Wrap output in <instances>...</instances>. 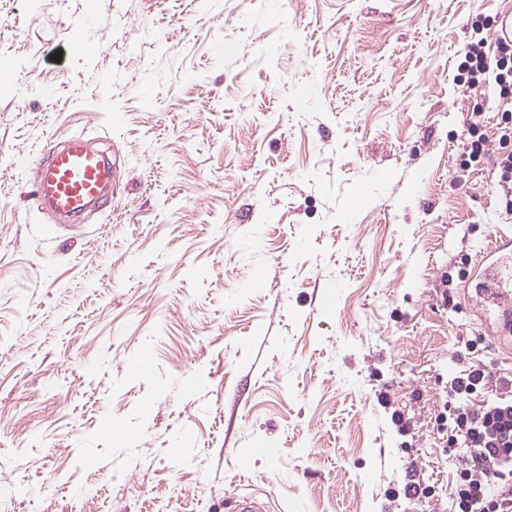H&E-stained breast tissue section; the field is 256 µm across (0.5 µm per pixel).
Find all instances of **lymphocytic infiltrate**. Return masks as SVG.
Wrapping results in <instances>:
<instances>
[{
	"mask_svg": "<svg viewBox=\"0 0 512 512\" xmlns=\"http://www.w3.org/2000/svg\"><path fill=\"white\" fill-rule=\"evenodd\" d=\"M460 68L468 86L491 81L512 97V43L479 38ZM444 409L448 452L461 461L451 512H512V369L470 365L452 379Z\"/></svg>",
	"mask_w": 512,
	"mask_h": 512,
	"instance_id": "obj_1",
	"label": "lymphocytic infiltrate"
}]
</instances>
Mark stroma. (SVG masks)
Instances as JSON below:
<instances>
[{"label":"stroma","mask_w":512,"mask_h":512,"mask_svg":"<svg viewBox=\"0 0 512 512\" xmlns=\"http://www.w3.org/2000/svg\"><path fill=\"white\" fill-rule=\"evenodd\" d=\"M508 11L0 0V512H450L448 383L512 365L499 304L457 278L512 236V103L457 79ZM72 136L115 158L112 205L59 224L33 171ZM497 166L501 170L500 206L506 220H512V151L502 156ZM228 512H272L268 496L248 494L236 497Z\"/></svg>","instance_id":"stroma-1"}]
</instances>
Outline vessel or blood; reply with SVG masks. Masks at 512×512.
Returning <instances> with one entry per match:
<instances>
[{"label": "vessel or blood", "mask_w": 512, "mask_h": 512, "mask_svg": "<svg viewBox=\"0 0 512 512\" xmlns=\"http://www.w3.org/2000/svg\"><path fill=\"white\" fill-rule=\"evenodd\" d=\"M45 160L34 170V196L40 208L63 217L79 216L93 204H104L110 196L112 167L108 156L92 148L82 137L59 143L49 141ZM480 284L491 298L505 296L512 283V237L497 236L478 255ZM229 512H272L268 496L237 497Z\"/></svg>", "instance_id": "vessel-or-blood-1"}]
</instances>
